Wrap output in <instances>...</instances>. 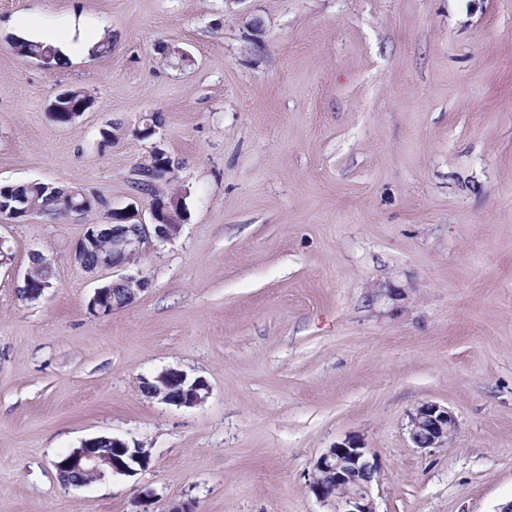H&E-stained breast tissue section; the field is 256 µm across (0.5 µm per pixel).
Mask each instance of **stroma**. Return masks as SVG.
<instances>
[{
    "mask_svg": "<svg viewBox=\"0 0 512 512\" xmlns=\"http://www.w3.org/2000/svg\"><path fill=\"white\" fill-rule=\"evenodd\" d=\"M73 14L111 54L16 56L25 19ZM67 89L93 104L62 126ZM155 145L187 219L111 316L88 309L111 272L70 258L103 212L0 214V512H330L314 463L348 442L376 512L512 501V0H0V183L123 208ZM34 248L56 280L29 301ZM165 368L205 400L144 395ZM426 402L456 419L444 447L410 440ZM102 435L147 466L61 485L54 460ZM152 382H159L163 387L169 388L171 384L179 385L180 396H172L161 389L156 388L150 397L163 403L176 405L178 407H194L199 405L207 397L209 386L202 378L190 379L187 374L174 368L163 369L155 374Z\"/></svg>",
    "mask_w": 512,
    "mask_h": 512,
    "instance_id": "35a3bbf8",
    "label": "stroma"
}]
</instances>
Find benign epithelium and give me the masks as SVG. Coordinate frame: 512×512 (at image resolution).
I'll return each instance as SVG.
<instances>
[{"label": "benign epithelium", "instance_id": "benign-epithelium-1", "mask_svg": "<svg viewBox=\"0 0 512 512\" xmlns=\"http://www.w3.org/2000/svg\"><path fill=\"white\" fill-rule=\"evenodd\" d=\"M180 198L158 197L148 199L151 222L130 220L139 215L133 205L123 209L107 208L110 224H90L87 233L75 247L73 259L86 270H109L117 274L112 287L125 289L124 305L132 304L148 286V280L138 265L147 249L174 241L183 228L173 223L177 219ZM28 216L29 209L22 199L0 201V212ZM109 241V255L90 263L87 252L100 239ZM106 284L95 288L92 310L100 316H110L116 306L107 299ZM168 388L179 386L180 395L172 396L161 390L150 397L178 407H194L207 397L209 386L202 378L190 379L181 370L167 368L152 377ZM456 431V420L447 408L437 403H425L411 415L409 435L416 448H440L447 444ZM149 453L144 448H131L119 438L97 436L84 440L81 446L53 462L60 482L66 487H83L102 480L105 476H133L137 469L147 465ZM376 465L366 449L351 443L331 448L314 464L310 489L324 504L334 507L333 512H376L372 497V481ZM331 474L334 480L326 483L319 475Z\"/></svg>", "mask_w": 512, "mask_h": 512}]
</instances>
